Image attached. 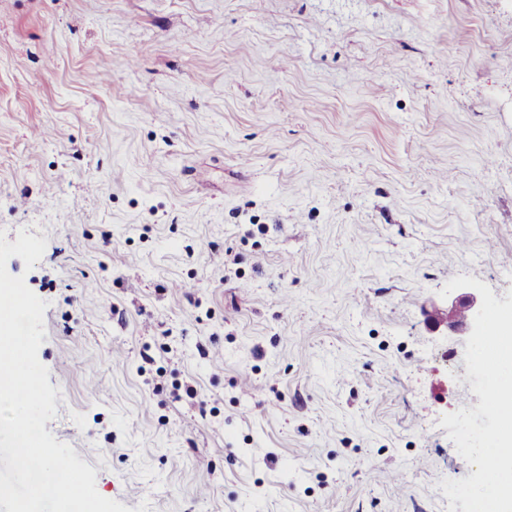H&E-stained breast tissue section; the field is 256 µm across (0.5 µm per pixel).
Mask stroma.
I'll list each match as a JSON object with an SVG mask.
<instances>
[{
	"label": "stroma",
	"mask_w": 512,
	"mask_h": 512,
	"mask_svg": "<svg viewBox=\"0 0 512 512\" xmlns=\"http://www.w3.org/2000/svg\"><path fill=\"white\" fill-rule=\"evenodd\" d=\"M45 429L146 512H447L427 313L512 289V0H0Z\"/></svg>",
	"instance_id": "35a3bbf8"
}]
</instances>
